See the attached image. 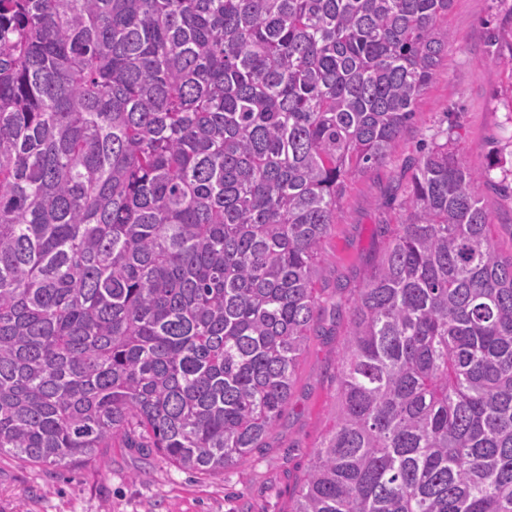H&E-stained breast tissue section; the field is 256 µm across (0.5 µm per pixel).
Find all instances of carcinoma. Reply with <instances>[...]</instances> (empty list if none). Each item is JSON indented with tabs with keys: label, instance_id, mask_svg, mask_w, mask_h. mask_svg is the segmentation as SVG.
Listing matches in <instances>:
<instances>
[{
	"label": "carcinoma",
	"instance_id": "1",
	"mask_svg": "<svg viewBox=\"0 0 512 512\" xmlns=\"http://www.w3.org/2000/svg\"><path fill=\"white\" fill-rule=\"evenodd\" d=\"M451 2L0 0V452L218 474L262 447L345 183L410 124ZM460 140L381 227L288 512H512V255Z\"/></svg>",
	"mask_w": 512,
	"mask_h": 512
}]
</instances>
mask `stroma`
Instances as JSON below:
<instances>
[{
  "label": "stroma",
  "instance_id": "1",
  "mask_svg": "<svg viewBox=\"0 0 512 512\" xmlns=\"http://www.w3.org/2000/svg\"><path fill=\"white\" fill-rule=\"evenodd\" d=\"M497 23L496 0H453L448 53L436 80L420 97L415 117L386 160L352 178L323 247L316 285L331 295L300 358L288 406L263 447L218 475L191 474L145 448L118 446L74 472L23 464L0 455V512H288L330 424L336 372L350 299L376 262L382 224H399L398 203L423 144L456 125L462 159L473 171L491 170L493 184L478 194L491 215L496 244L512 255V195L495 188L512 166L504 149L512 111L503 104L506 82L487 44Z\"/></svg>",
  "mask_w": 512,
  "mask_h": 512
}]
</instances>
